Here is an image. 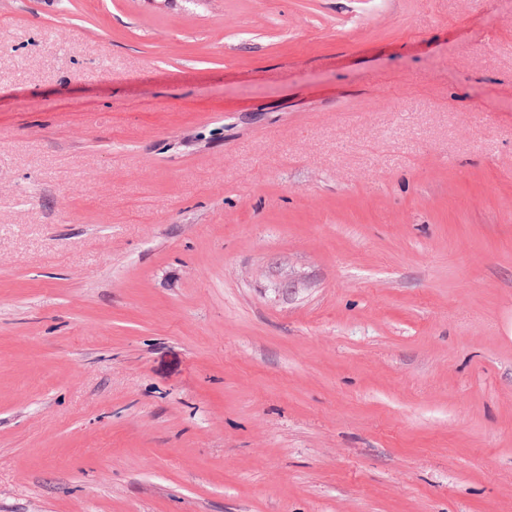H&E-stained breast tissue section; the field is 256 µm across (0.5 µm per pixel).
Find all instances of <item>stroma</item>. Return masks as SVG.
I'll return each instance as SVG.
<instances>
[{
  "label": "stroma",
  "instance_id": "35a3bbf8",
  "mask_svg": "<svg viewBox=\"0 0 512 512\" xmlns=\"http://www.w3.org/2000/svg\"><path fill=\"white\" fill-rule=\"evenodd\" d=\"M0 512H512V0H0Z\"/></svg>",
  "mask_w": 512,
  "mask_h": 512
}]
</instances>
